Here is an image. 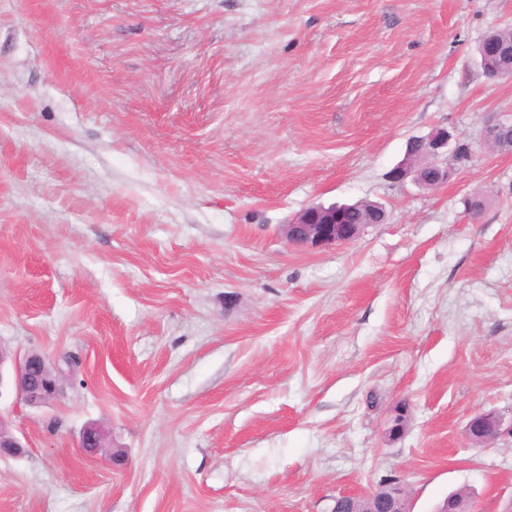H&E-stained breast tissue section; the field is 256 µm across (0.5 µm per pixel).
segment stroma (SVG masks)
Segmentation results:
<instances>
[{"mask_svg": "<svg viewBox=\"0 0 512 512\" xmlns=\"http://www.w3.org/2000/svg\"><path fill=\"white\" fill-rule=\"evenodd\" d=\"M504 27L512 0H0V344L69 375L0 392V512H331L389 476L499 512L512 437L466 428L512 415V152L483 139L512 79L476 53ZM439 128L455 179L390 180ZM358 200L386 222L284 239ZM363 202L353 205H312L284 225V237L290 245L297 247H322L351 242L359 238L369 225L382 224L386 220L384 206L370 202L364 207L365 221L362 224H344L343 213L349 209H359ZM467 433L475 443L495 439L504 433L512 434V416L506 422L502 415L494 412L478 414L468 422Z\"/></svg>", "mask_w": 512, "mask_h": 512, "instance_id": "obj_1", "label": "stroma"}]
</instances>
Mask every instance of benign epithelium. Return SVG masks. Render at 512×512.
<instances>
[{
	"mask_svg": "<svg viewBox=\"0 0 512 512\" xmlns=\"http://www.w3.org/2000/svg\"><path fill=\"white\" fill-rule=\"evenodd\" d=\"M477 52L480 67L487 77L493 80L512 77L511 43L489 33L479 42ZM509 127L512 128L511 120L492 121L485 126L483 138L497 149L512 151V139H502L503 132ZM450 140L451 135L443 129L409 139L405 157L390 170V179L400 182L411 176L426 188L449 182L462 160V144L457 142L451 149ZM359 208V202L351 206L312 205L284 225V237L290 245L297 247L332 246L351 242L359 238L369 225L382 224L386 220L384 206L372 202L364 207L363 223H344L343 213ZM66 377L67 373L61 367L51 365L38 352L21 353L0 346V389L11 386L17 397L29 406L40 407L58 398L63 392ZM467 433L476 443L495 439L504 433L512 434V418L507 420L494 412L478 414L468 422ZM79 447L88 455H96L106 448L105 435L98 428L89 426L81 434ZM20 448L22 445L6 430L0 418V458L16 457ZM364 500L383 501L388 505V512H413L410 494L397 477L367 493Z\"/></svg>",
	"mask_w": 512,
	"mask_h": 512,
	"instance_id": "benign-epithelium-1",
	"label": "benign epithelium"
}]
</instances>
